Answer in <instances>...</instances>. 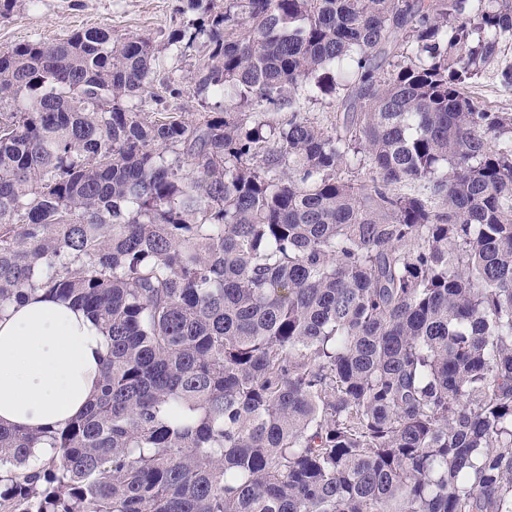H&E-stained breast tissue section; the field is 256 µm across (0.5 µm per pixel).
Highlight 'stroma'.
Instances as JSON below:
<instances>
[{
	"mask_svg": "<svg viewBox=\"0 0 512 512\" xmlns=\"http://www.w3.org/2000/svg\"><path fill=\"white\" fill-rule=\"evenodd\" d=\"M197 13L188 0H31L0 19V48L20 43L56 42L72 33L107 27L115 39L140 35L152 40L163 64L155 76L162 87L160 102H147V112H175L195 119L202 110V96L191 76L204 54L202 44L191 48L170 45L168 37L177 29L190 27ZM512 65V39L505 40L496 68L488 69L471 90L485 105L512 113V92L502 91L496 80L497 67ZM175 84L178 95H170L165 85Z\"/></svg>",
	"mask_w": 512,
	"mask_h": 512,
	"instance_id": "stroma-1",
	"label": "stroma"
}]
</instances>
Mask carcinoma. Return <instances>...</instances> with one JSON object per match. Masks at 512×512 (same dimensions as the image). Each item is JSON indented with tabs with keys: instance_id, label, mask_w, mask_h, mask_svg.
<instances>
[{
	"instance_id": "carcinoma-1",
	"label": "carcinoma",
	"mask_w": 512,
	"mask_h": 512,
	"mask_svg": "<svg viewBox=\"0 0 512 512\" xmlns=\"http://www.w3.org/2000/svg\"><path fill=\"white\" fill-rule=\"evenodd\" d=\"M190 4L237 112L129 107L146 37L0 49V311L112 344L80 416L0 427V512H512V113L465 87L512 0Z\"/></svg>"
}]
</instances>
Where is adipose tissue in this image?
Masks as SVG:
<instances>
[{"mask_svg":"<svg viewBox=\"0 0 512 512\" xmlns=\"http://www.w3.org/2000/svg\"><path fill=\"white\" fill-rule=\"evenodd\" d=\"M111 342L68 302L34 294L0 312V426H62L99 389Z\"/></svg>","mask_w":512,"mask_h":512,"instance_id":"1","label":"adipose tissue"}]
</instances>
